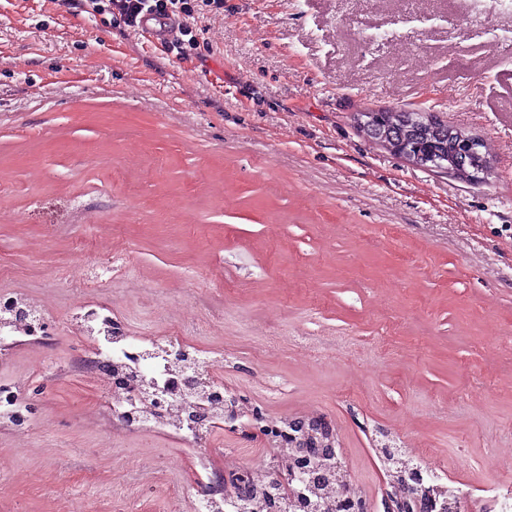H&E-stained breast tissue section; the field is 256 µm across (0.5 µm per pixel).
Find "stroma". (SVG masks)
I'll list each match as a JSON object with an SVG mask.
<instances>
[{"label":"stroma","mask_w":512,"mask_h":512,"mask_svg":"<svg viewBox=\"0 0 512 512\" xmlns=\"http://www.w3.org/2000/svg\"><path fill=\"white\" fill-rule=\"evenodd\" d=\"M65 17L0 0V293L52 324L0 356L43 389L25 433L0 428V512H195L197 478L269 461L238 423L207 469L119 426L88 304L216 358L269 421L326 416L367 497L386 438L478 505L512 478V0H197L183 60L109 12ZM367 107L480 136L488 177L405 163L356 129ZM77 250L96 287L66 279Z\"/></svg>","instance_id":"1"}]
</instances>
